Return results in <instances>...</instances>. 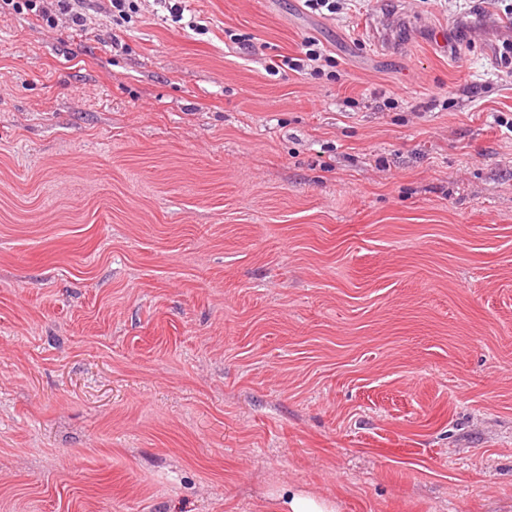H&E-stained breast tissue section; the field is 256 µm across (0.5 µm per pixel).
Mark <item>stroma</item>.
Returning a JSON list of instances; mask_svg holds the SVG:
<instances>
[{
	"instance_id": "35a3bbf8",
	"label": "stroma",
	"mask_w": 512,
	"mask_h": 512,
	"mask_svg": "<svg viewBox=\"0 0 512 512\" xmlns=\"http://www.w3.org/2000/svg\"><path fill=\"white\" fill-rule=\"evenodd\" d=\"M138 6L0 9V512H512L500 0ZM280 63L269 66L271 72H279V68L286 66L289 70L295 71L301 74L320 75V67L323 66L321 62H325L327 66L333 68L334 60L331 56L326 55L324 50L319 47V43L313 38H307L302 43L300 55L295 58H289L282 56ZM267 496L277 512H338V505L333 500L295 485L274 488Z\"/></svg>"
}]
</instances>
